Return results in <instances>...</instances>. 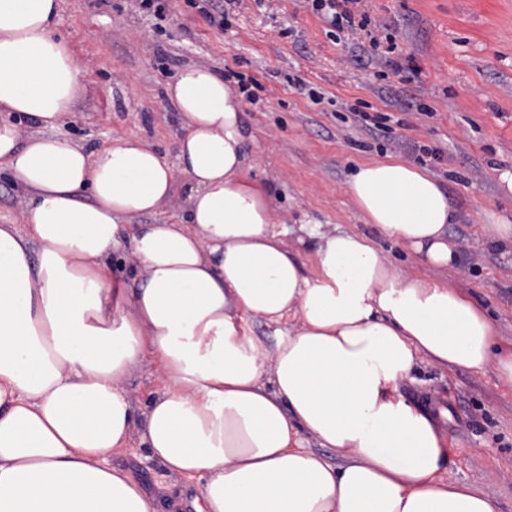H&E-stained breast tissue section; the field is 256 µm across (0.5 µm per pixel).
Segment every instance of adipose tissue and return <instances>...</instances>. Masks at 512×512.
Wrapping results in <instances>:
<instances>
[{
	"instance_id": "adipose-tissue-1",
	"label": "adipose tissue",
	"mask_w": 512,
	"mask_h": 512,
	"mask_svg": "<svg viewBox=\"0 0 512 512\" xmlns=\"http://www.w3.org/2000/svg\"><path fill=\"white\" fill-rule=\"evenodd\" d=\"M60 0H0V112L42 127L71 113L86 66L56 31ZM186 132L177 159L118 139L89 155L59 139L19 144L0 121V168L32 195L24 229L0 225V512H156L107 458L134 426L123 384L144 353L167 381L143 442L200 479L196 512H497L444 482L448 454L427 409L396 397L421 359L483 369L496 330L468 294L392 268L364 236L300 225L315 263L282 241L272 191L250 179L251 135L231 87L189 64L166 87ZM184 216L137 225L145 273L115 277L130 215L155 213L177 173ZM347 190L366 223L423 263L455 261L456 211L425 170L361 163ZM297 331L267 351L249 319ZM346 449L330 465L303 447Z\"/></svg>"
}]
</instances>
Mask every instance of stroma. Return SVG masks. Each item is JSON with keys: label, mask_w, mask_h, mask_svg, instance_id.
Wrapping results in <instances>:
<instances>
[{"label": "stroma", "mask_w": 512, "mask_h": 512, "mask_svg": "<svg viewBox=\"0 0 512 512\" xmlns=\"http://www.w3.org/2000/svg\"><path fill=\"white\" fill-rule=\"evenodd\" d=\"M204 0H168L164 19L131 0H60L58 33L85 62L72 113L54 137L94 153L119 138H136L175 159L185 132L165 87L177 71L197 64L257 80V104H244L254 137L248 174L270 187L276 223L289 227L284 245L300 250L296 228L319 224L366 236L399 270L472 296L491 315L502 351L512 350V245L490 242L484 224L512 221V0H362L373 22L385 25L395 54L412 68L390 74L385 50L360 29H330L311 0H234L223 28L209 26ZM324 94L316 105L309 91ZM389 114L404 124L371 137L348 108ZM440 149L426 171L444 185L458 221L448 239L454 267L420 264L413 248L365 223L346 188L357 163L392 156L414 162L400 142ZM30 194L0 169V224L24 228ZM165 381L144 359L124 382L134 408L132 435L108 458L153 497L157 512L182 502L194 512L196 482L170 474L141 440L154 393ZM410 403L437 399L448 410L442 425L449 458L443 481L471 486L498 512H512V386L498 361L483 370L420 360L398 386Z\"/></svg>", "instance_id": "obj_1"}]
</instances>
